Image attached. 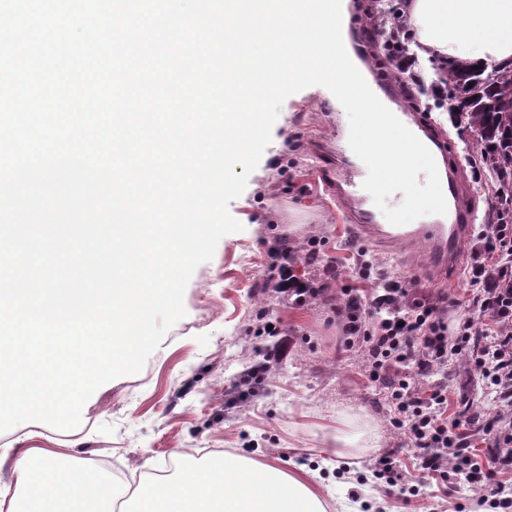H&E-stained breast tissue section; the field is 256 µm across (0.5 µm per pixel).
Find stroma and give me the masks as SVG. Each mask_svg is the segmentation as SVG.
Listing matches in <instances>:
<instances>
[{"label": "stroma", "instance_id": "35a3bbf8", "mask_svg": "<svg viewBox=\"0 0 512 512\" xmlns=\"http://www.w3.org/2000/svg\"><path fill=\"white\" fill-rule=\"evenodd\" d=\"M348 126L329 90L309 87L289 96L244 193L229 204L243 231L224 236L213 258L197 267L184 294L185 317L143 369L99 387L77 428L24 423L0 433V452L26 439L48 448L75 442L84 457H107L128 480L144 464L169 465L181 449L200 456L230 452L316 473L328 512H498L464 476L422 477L409 439L390 423L383 390L367 379L359 346L347 343L327 306L283 302L265 285L268 250L283 237L300 244L313 236L319 264L334 268L331 292L359 287L354 264L364 253L390 277L446 296L449 326L467 314L465 266L433 287L423 248L390 255L360 237L344 204L323 184L316 165ZM269 322L279 325L288 346L261 388L238 400L239 376L274 342L264 331ZM467 410L485 421L496 415L462 361L448 378V414ZM339 426L355 435L357 452L328 464L324 439ZM383 456L403 480H417L419 495L411 503H404L399 486L376 477L374 464Z\"/></svg>", "mask_w": 512, "mask_h": 512}]
</instances>
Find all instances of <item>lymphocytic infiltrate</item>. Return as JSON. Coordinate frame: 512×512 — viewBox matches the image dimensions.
I'll list each match as a JSON object with an SVG mask.
<instances>
[{
  "mask_svg": "<svg viewBox=\"0 0 512 512\" xmlns=\"http://www.w3.org/2000/svg\"><path fill=\"white\" fill-rule=\"evenodd\" d=\"M364 30L379 43L368 53L379 75L397 86L410 109L421 97H448V80L426 81L410 46L415 34L404 7L392 0H370ZM298 248L278 241L268 253L269 283L284 299L303 305L322 300L331 266L323 276L297 277ZM469 308L456 330L448 328L444 298L428 297L411 282L385 276L379 265L359 260L356 274L370 282L368 293L343 289L332 311L351 340L364 349L369 382L384 389L391 424L407 434L421 469L431 475H464L467 482L494 493L512 492V224L476 227L468 258ZM468 357L474 374L486 381L498 424L487 427L483 466L472 461L473 417H449L448 372L456 358Z\"/></svg>",
  "mask_w": 512,
  "mask_h": 512,
  "instance_id": "f902f5d3",
  "label": "lymphocytic infiltrate"
}]
</instances>
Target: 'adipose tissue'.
I'll return each instance as SVG.
<instances>
[{"instance_id": "ef3b65f1", "label": "adipose tissue", "mask_w": 512, "mask_h": 512, "mask_svg": "<svg viewBox=\"0 0 512 512\" xmlns=\"http://www.w3.org/2000/svg\"><path fill=\"white\" fill-rule=\"evenodd\" d=\"M423 59L482 69L512 66V0H409ZM172 476L141 473L124 486L104 480L88 459L55 448H24L0 512H327L305 469L231 453L178 454Z\"/></svg>"}]
</instances>
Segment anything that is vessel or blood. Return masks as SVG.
Instances as JSON below:
<instances>
[{"label":"vessel or blood","instance_id":"obj_1","mask_svg":"<svg viewBox=\"0 0 512 512\" xmlns=\"http://www.w3.org/2000/svg\"><path fill=\"white\" fill-rule=\"evenodd\" d=\"M396 115L431 151L437 165L443 166L440 181L447 202L446 214L426 216L420 224L395 226L382 223L378 212L369 204L367 191L362 187L368 173L367 167L348 148L337 150L336 174L329 177L328 185L337 199L345 203L347 213L352 216L361 237L389 253L401 246L423 247L435 275L439 276L445 274L448 267L454 266L458 247L471 231V214L463 183L458 168L446 163L447 140L433 134L425 116L406 107L398 108Z\"/></svg>","mask_w":512,"mask_h":512}]
</instances>
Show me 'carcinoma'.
<instances>
[{"label":"carcinoma","mask_w":512,"mask_h":512,"mask_svg":"<svg viewBox=\"0 0 512 512\" xmlns=\"http://www.w3.org/2000/svg\"><path fill=\"white\" fill-rule=\"evenodd\" d=\"M448 101L461 103L454 119L476 136L480 161L491 169L512 170V68L491 76L464 65H448Z\"/></svg>","instance_id":"1"}]
</instances>
